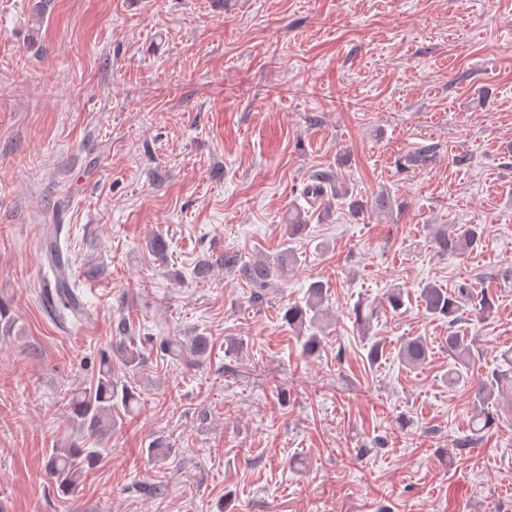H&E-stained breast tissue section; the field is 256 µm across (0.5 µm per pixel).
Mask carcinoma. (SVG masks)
Segmentation results:
<instances>
[{
    "mask_svg": "<svg viewBox=\"0 0 512 512\" xmlns=\"http://www.w3.org/2000/svg\"><path fill=\"white\" fill-rule=\"evenodd\" d=\"M333 195L345 201L348 214L354 220L359 219L367 211L368 202L356 196L348 197V191L334 183L333 176L320 172L313 176V183L306 188V197L314 205ZM309 220L304 210L294 208L288 212L286 247L274 258H250L245 260L240 254L224 256V268L238 274L252 288L251 302L261 304L267 300L269 288L275 281L284 278L289 269L297 262L294 249L289 247L298 236L307 230ZM484 227L479 224H454L448 229L436 232L432 246L440 253L448 256L462 254L481 242ZM44 255L49 269L54 276V291L47 292L51 313L58 318L78 316L82 303L72 288L69 275L68 259L64 258L58 244L57 233L49 232L44 237ZM331 284L325 281H314L307 288L304 303L288 306L284 320L288 326L301 332L310 327L314 333L305 337L303 349L313 353L321 344L315 329L319 328L323 316L322 305L328 299ZM420 298L425 312L437 319L448 320V353L454 360V368L448 373L451 384L464 377V373L473 369L480 360L482 352L473 344L472 338L465 336L457 325L466 321L470 315L483 316L492 308V299H482L479 307L467 310L470 300L469 289L459 288L451 293L435 283H428L420 290ZM149 340L137 342L134 336L127 337L117 347V355L102 360L98 374L90 385L78 389L69 403L72 421L78 429L88 436H96L115 425L117 411L126 413L133 411L138 402L137 392L126 380V374L138 368L145 360L143 347ZM209 346L208 338L197 336L190 346H185L175 338H165L159 343V350L165 356H182L189 354L200 357ZM428 355L426 338L417 336L405 340L398 349V358L402 365L415 369L421 365ZM501 359L506 368L498 367L491 373L481 377L474 388L471 401V436L455 444L464 449L475 443L478 437L495 422V415L506 411L512 414V351L505 352ZM98 453L84 451L72 446L70 448H53L45 455V470L58 484L61 490L71 491L84 472L91 468Z\"/></svg>",
    "mask_w": 512,
    "mask_h": 512,
    "instance_id": "cac0c4a2",
    "label": "carcinoma"
}]
</instances>
